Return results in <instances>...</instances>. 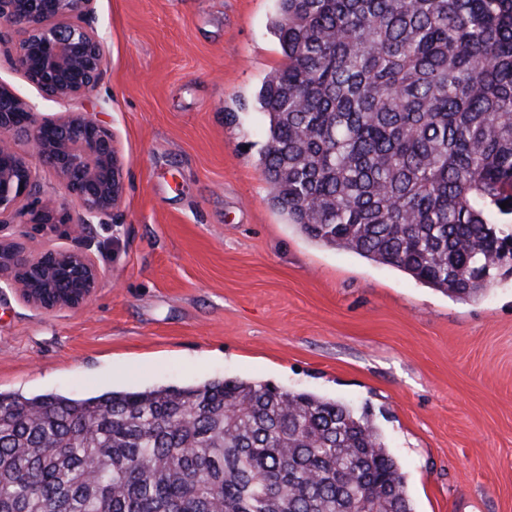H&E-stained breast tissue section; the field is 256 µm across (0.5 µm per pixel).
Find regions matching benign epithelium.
I'll return each instance as SVG.
<instances>
[{
	"label": "benign epithelium",
	"instance_id": "7a95c632",
	"mask_svg": "<svg viewBox=\"0 0 512 512\" xmlns=\"http://www.w3.org/2000/svg\"><path fill=\"white\" fill-rule=\"evenodd\" d=\"M94 0H0V45L11 64L48 100L85 99L104 70L101 41L87 23ZM24 142L30 153L19 151ZM53 173L74 207L44 195L37 170ZM125 190L112 133L87 112L42 118L0 81V289L53 311L83 307L101 272L92 225L110 224ZM11 224L68 226L72 245L32 254Z\"/></svg>",
	"mask_w": 512,
	"mask_h": 512
}]
</instances>
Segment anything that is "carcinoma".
<instances>
[{
    "instance_id": "cac0c4a2",
    "label": "carcinoma",
    "mask_w": 512,
    "mask_h": 512,
    "mask_svg": "<svg viewBox=\"0 0 512 512\" xmlns=\"http://www.w3.org/2000/svg\"><path fill=\"white\" fill-rule=\"evenodd\" d=\"M272 30L260 165L288 223L463 300L512 273V0H278ZM0 512L413 507L367 415L224 379L0 391Z\"/></svg>"
}]
</instances>
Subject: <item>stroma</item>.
<instances>
[{"label":"stroma","instance_id":"obj_1","mask_svg":"<svg viewBox=\"0 0 512 512\" xmlns=\"http://www.w3.org/2000/svg\"><path fill=\"white\" fill-rule=\"evenodd\" d=\"M86 100L35 112L112 132L125 192L94 227L100 284L43 311L0 293V390L72 397L248 379L367 412L414 512H512V276L461 300L288 224L255 96L283 60L276 0H95Z\"/></svg>","mask_w":512,"mask_h":512}]
</instances>
